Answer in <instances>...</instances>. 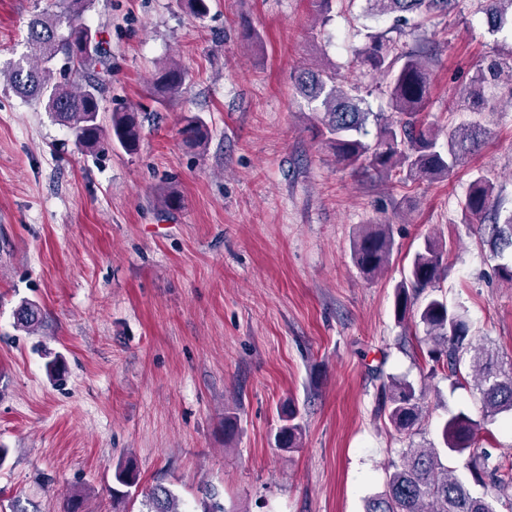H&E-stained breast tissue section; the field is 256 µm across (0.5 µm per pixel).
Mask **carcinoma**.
I'll list each match as a JSON object with an SVG mask.
<instances>
[{"mask_svg":"<svg viewBox=\"0 0 512 512\" xmlns=\"http://www.w3.org/2000/svg\"><path fill=\"white\" fill-rule=\"evenodd\" d=\"M368 10L377 15H396V20L420 24L434 13H446L456 0H366ZM56 12L44 10L28 22L26 63H18L8 73L10 88L23 97L41 101L46 111L68 128L74 144L93 148L111 134L128 154L138 151L141 141L142 107H126L113 112L110 126L103 124L100 87L95 70L105 63L106 50L99 31L91 29L85 15L94 0H57ZM480 10L489 28L512 26V0H480ZM93 30L94 45H84L85 33ZM358 60L366 71L385 85L391 108L381 117L363 107L358 87H344L336 73L325 68H304L297 76L301 93L320 113L313 125L314 135L330 151L336 164L353 170L372 171L392 185L420 184L448 177L450 171L479 151L487 129L477 122L463 124L448 134V148L439 143V129L427 118L431 97L430 61L417 50H403L382 38L370 35ZM512 75V62L495 60L466 88L474 111L484 103L485 88ZM187 72L176 61L158 67L153 77V100L169 103L182 92ZM377 121L376 140H367L369 117ZM183 142L195 147L206 138L204 122L191 116L180 130ZM494 184L477 172L462 204L465 218L494 215L486 225L492 254L512 253V211L502 216L493 196ZM394 247L392 225L374 224L363 229L353 242L352 258L368 280L381 275L389 264ZM448 267V246L432 236L424 237L407 274L395 287L394 313L399 323L411 319L424 327L432 362L430 376L443 370L459 382L469 375L480 394V418L459 412L444 423L441 446L414 440L423 418L421 395L407 380L393 377L380 384L379 412L400 438L408 441L388 468L385 490L371 497L365 512H497L496 504H512V461L494 468L488 458L475 451L479 432L497 415H512V367L505 366L499 352L489 343H477L462 314L449 307L446 298L435 293L436 283ZM41 309L22 302L16 310L18 326L33 330L41 323ZM278 441L285 448L296 447L302 435L298 411H281ZM469 453L467 469L473 482L491 488L485 496H475L464 481L448 469L444 460ZM114 478L119 486L136 484V473L119 464ZM178 497L162 483L144 495L143 512H180Z\"/></svg>","mask_w":512,"mask_h":512,"instance_id":"carcinoma-1","label":"carcinoma"}]
</instances>
